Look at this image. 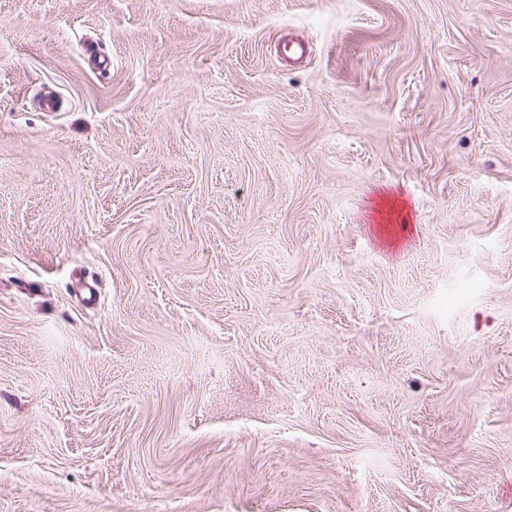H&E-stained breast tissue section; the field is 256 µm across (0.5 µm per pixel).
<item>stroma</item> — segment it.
<instances>
[{
  "instance_id": "obj_1",
  "label": "stroma",
  "mask_w": 512,
  "mask_h": 512,
  "mask_svg": "<svg viewBox=\"0 0 512 512\" xmlns=\"http://www.w3.org/2000/svg\"><path fill=\"white\" fill-rule=\"evenodd\" d=\"M0 512H512V0H0Z\"/></svg>"
}]
</instances>
